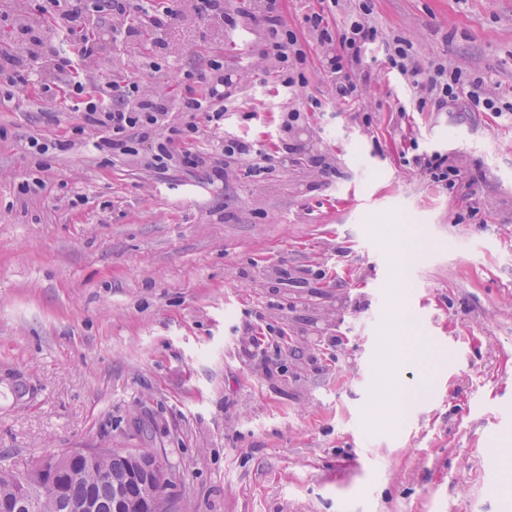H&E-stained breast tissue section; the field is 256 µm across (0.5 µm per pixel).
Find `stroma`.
<instances>
[{
    "mask_svg": "<svg viewBox=\"0 0 512 512\" xmlns=\"http://www.w3.org/2000/svg\"><path fill=\"white\" fill-rule=\"evenodd\" d=\"M224 4L235 29L190 0L95 18L84 80L176 100L222 58L224 135L271 155L264 171H160L151 142L108 156L91 126L68 152H36L29 138L83 121L69 75L39 57L22 61L26 84L0 73V459L145 449L170 512H512L498 452L512 439V119L464 98L418 105L383 49L403 37L421 67L492 79L511 104L512 0H281L306 54L296 90L260 55L262 0ZM166 6L179 16L162 52L141 21ZM50 9L0 0V47L16 50L22 24L54 38ZM314 12L336 36L355 16L376 26L350 74L325 67L341 47L318 43ZM417 154L447 157L455 187ZM405 320L425 350L395 369L393 417L375 399Z\"/></svg>",
    "mask_w": 512,
    "mask_h": 512,
    "instance_id": "1",
    "label": "stroma"
}]
</instances>
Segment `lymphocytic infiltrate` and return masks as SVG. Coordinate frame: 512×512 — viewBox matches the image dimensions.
I'll list each match as a JSON object with an SVG mask.
<instances>
[{
	"label": "lymphocytic infiltrate",
	"mask_w": 512,
	"mask_h": 512,
	"mask_svg": "<svg viewBox=\"0 0 512 512\" xmlns=\"http://www.w3.org/2000/svg\"><path fill=\"white\" fill-rule=\"evenodd\" d=\"M55 11L54 19L58 26L57 42L43 45L42 54L55 69L69 71L72 78L68 91L75 99L76 111L82 112L84 125L101 129L102 134L96 142L98 151L114 155H135L138 138L148 137L150 131L163 126L162 121L169 112H199L212 129H220L224 120L223 101L231 97L233 82L225 77L223 64L215 60L210 71L201 75V82L209 86V95L200 99L186 96L173 103L165 98L143 95L138 81L124 82L120 97H113L111 89H104L101 95L94 96L86 92L78 77L79 62L82 57L93 55L94 43H85L78 51L66 48L68 37L79 29L88 12L122 14L127 9V0H50ZM257 20L265 30V44L262 56H274L279 62L276 76L285 88L304 85L303 73L294 70V63L304 62L303 53L297 52L298 36L288 28L280 15V0H264V8ZM376 29L366 20H351L342 35L343 54L329 57L327 64L331 71L341 73L361 59L364 47L377 40ZM388 61L414 89L434 98L438 106L444 107L459 97H467L477 108L485 112L500 109V99L495 92L488 90L482 82H467L460 70H451L438 64L428 69L412 65L409 62L410 47L407 42L395 38L386 44ZM166 134L158 138L152 155V163L157 169L167 168L170 161H177L188 168H209L213 179L224 177L223 158L252 157L257 155L255 144L240 139H222L220 151L222 160L192 152L176 153L174 145L193 137L198 131L196 122L190 121L181 126L166 128Z\"/></svg>",
	"instance_id": "1"
}]
</instances>
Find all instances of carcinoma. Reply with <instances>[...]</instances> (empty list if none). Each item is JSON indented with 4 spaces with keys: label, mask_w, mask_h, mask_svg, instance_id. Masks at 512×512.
Returning a JSON list of instances; mask_svg holds the SVG:
<instances>
[{
    "label": "carcinoma",
    "mask_w": 512,
    "mask_h": 512,
    "mask_svg": "<svg viewBox=\"0 0 512 512\" xmlns=\"http://www.w3.org/2000/svg\"><path fill=\"white\" fill-rule=\"evenodd\" d=\"M10 469L13 480L0 479V499L11 498L19 486L26 489V497L40 503L37 512H66L63 504L46 494L40 474L29 463H7L0 470ZM136 470L148 481L144 488L126 481L130 471ZM167 478L161 473L155 457L114 450L93 463L81 465V476L70 483L68 496L73 501L88 497L101 503L100 512H139L145 498H162Z\"/></svg>",
    "instance_id": "1"
}]
</instances>
